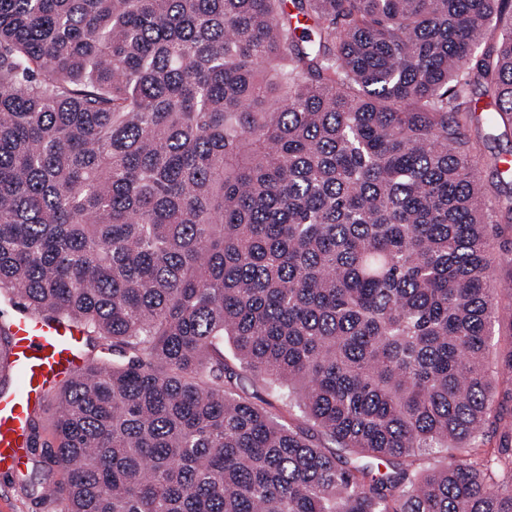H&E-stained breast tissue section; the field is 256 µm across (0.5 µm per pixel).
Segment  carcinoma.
Listing matches in <instances>:
<instances>
[{"label":"carcinoma","instance_id":"1","mask_svg":"<svg viewBox=\"0 0 512 512\" xmlns=\"http://www.w3.org/2000/svg\"><path fill=\"white\" fill-rule=\"evenodd\" d=\"M480 120L512 0H0V298L119 359L29 418L52 512H512Z\"/></svg>","mask_w":512,"mask_h":512}]
</instances>
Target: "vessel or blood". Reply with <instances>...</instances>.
Segmentation results:
<instances>
[{
  "instance_id": "obj_1",
  "label": "vessel or blood",
  "mask_w": 512,
  "mask_h": 512,
  "mask_svg": "<svg viewBox=\"0 0 512 512\" xmlns=\"http://www.w3.org/2000/svg\"><path fill=\"white\" fill-rule=\"evenodd\" d=\"M15 346L9 365L15 378L10 393L0 395V474L11 472L27 455L26 431L30 409L41 393L64 375L88 364L79 327L17 311L10 321Z\"/></svg>"
}]
</instances>
